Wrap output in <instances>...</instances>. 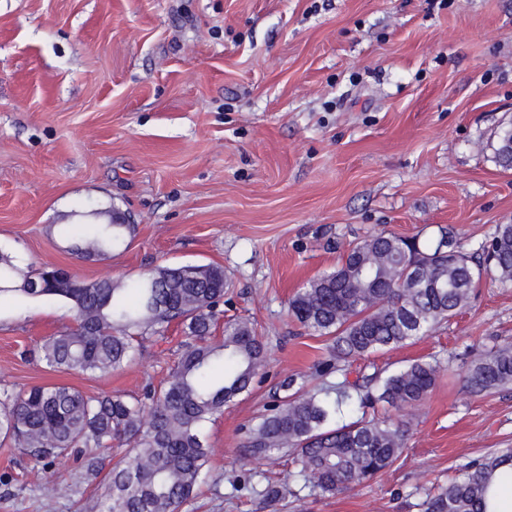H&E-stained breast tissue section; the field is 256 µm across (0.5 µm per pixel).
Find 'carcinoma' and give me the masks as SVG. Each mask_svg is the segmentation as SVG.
<instances>
[{
    "label": "carcinoma",
    "instance_id": "carcinoma-1",
    "mask_svg": "<svg viewBox=\"0 0 512 512\" xmlns=\"http://www.w3.org/2000/svg\"><path fill=\"white\" fill-rule=\"evenodd\" d=\"M114 210L92 208L87 233L72 234L68 251L98 261L134 226L112 222ZM492 276L512 285V224H499L491 239L468 255L444 232L421 242L385 231L351 247L332 271L300 288L289 313L305 329L332 341L331 363L343 380L316 390L283 387L292 394L248 429L246 447L262 459L291 457L303 487L333 495L364 485L403 453L408 433L401 421L369 413L378 402L398 411L425 400L440 375L436 361L417 360L383 377L349 381L350 360L414 340L465 308L475 284ZM224 268L175 265L155 268L125 286L110 276L92 282L44 267L19 275L0 255V295L55 296L75 311L76 325L49 337L43 360L55 371L106 374L134 358L136 347L177 321L187 342L175 367L141 398L88 396L65 384L0 389V436L35 464L72 455L80 482L103 478L106 492L94 512H180L206 474V423L247 392L265 357L253 325L224 322ZM469 391L479 395L512 384V344H495L463 369ZM352 421L330 426L336 415ZM130 447L104 472L97 448ZM512 462L507 448L465 466L448 484L428 492L421 512H483L489 474Z\"/></svg>",
    "mask_w": 512,
    "mask_h": 512
}]
</instances>
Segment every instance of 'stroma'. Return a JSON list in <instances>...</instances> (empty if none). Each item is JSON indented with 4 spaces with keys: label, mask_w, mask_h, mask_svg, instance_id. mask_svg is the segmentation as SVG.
Listing matches in <instances>:
<instances>
[{
    "label": "stroma",
    "mask_w": 512,
    "mask_h": 512,
    "mask_svg": "<svg viewBox=\"0 0 512 512\" xmlns=\"http://www.w3.org/2000/svg\"><path fill=\"white\" fill-rule=\"evenodd\" d=\"M511 123L512 0H0V252L88 282L223 266L224 317L254 324L266 360L205 426L208 477L183 512H420L427 489L512 448V386L474 395L461 376L512 342V286L482 279L431 334L352 362L443 366L369 483L300 488L287 457L247 455L246 433L286 377L336 382L319 375L329 341L288 301L349 246L444 229L471 253L512 224V170L494 161ZM91 204L135 232L83 262L67 233ZM73 325L60 299L0 295V387L138 395L185 341L173 324L117 371H54L40 347ZM98 493L69 458L45 470L0 439V512H90Z\"/></svg>",
    "instance_id": "35a3bbf8"
}]
</instances>
